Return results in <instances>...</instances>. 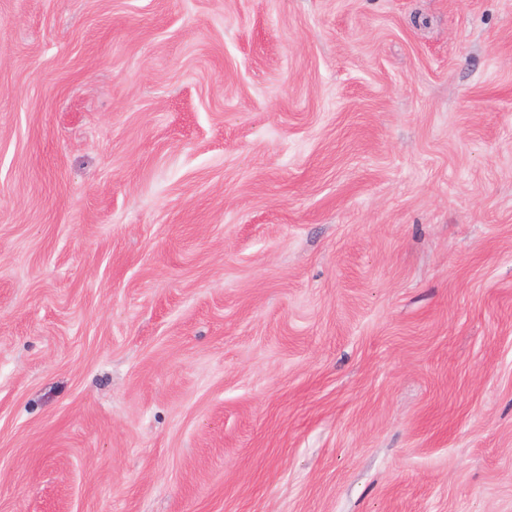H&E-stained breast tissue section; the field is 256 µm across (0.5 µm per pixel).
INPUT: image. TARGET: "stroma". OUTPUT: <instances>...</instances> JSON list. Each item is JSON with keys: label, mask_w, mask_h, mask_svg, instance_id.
<instances>
[{"label": "stroma", "mask_w": 512, "mask_h": 512, "mask_svg": "<svg viewBox=\"0 0 512 512\" xmlns=\"http://www.w3.org/2000/svg\"><path fill=\"white\" fill-rule=\"evenodd\" d=\"M0 512H512V0H0Z\"/></svg>", "instance_id": "1"}]
</instances>
